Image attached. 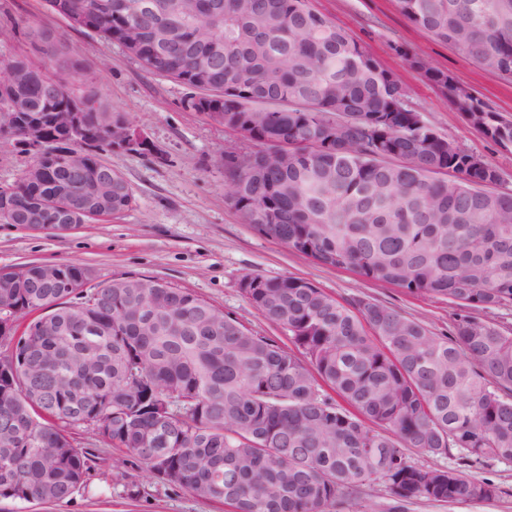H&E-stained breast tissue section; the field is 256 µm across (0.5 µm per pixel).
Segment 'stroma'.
Wrapping results in <instances>:
<instances>
[{
	"label": "stroma",
	"mask_w": 512,
	"mask_h": 512,
	"mask_svg": "<svg viewBox=\"0 0 512 512\" xmlns=\"http://www.w3.org/2000/svg\"><path fill=\"white\" fill-rule=\"evenodd\" d=\"M314 5L399 77L409 104L438 133L495 165L503 188L512 189V152L477 132L394 47L402 45L446 71L508 116H512V80L482 70L457 49L413 26L399 12L396 0H314ZM10 18L25 21L32 31L0 34V51L39 62L47 44H54L82 64L77 94L95 95L142 130L154 149L106 153V161L128 180L134 195L132 208L121 215L63 235L0 224V269L73 262L89 268L96 284L128 275L163 280L215 304L285 348L292 345L288 334L268 322L243 294L241 284L247 276L303 278L339 299L383 302L424 321L435 334L448 335L453 310L447 300L317 266L244 224L227 200L224 157L255 152L258 145L203 113L186 109L187 87L146 72L120 45L72 29L66 19L48 12L42 0H0V25ZM70 436L75 445L96 454L86 489L62 504L2 501L0 512H228L224 504L149 479L145 465L134 457L128 458L125 470L137 491L123 492L110 481L111 449L86 428L72 429ZM466 473L495 485L497 496L473 502L415 501L405 504L402 512H512V462L489 459Z\"/></svg>",
	"instance_id": "1"
}]
</instances>
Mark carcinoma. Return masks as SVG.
<instances>
[{
    "mask_svg": "<svg viewBox=\"0 0 512 512\" xmlns=\"http://www.w3.org/2000/svg\"><path fill=\"white\" fill-rule=\"evenodd\" d=\"M43 0L73 28L128 51L147 72L192 90L187 108L219 104L224 127L258 143L224 156L242 221L316 264L448 299L450 336L383 303L341 302L297 277H251L250 304L290 337L297 357L209 301L162 280L85 288L73 263L25 267L13 317L39 310L45 331L1 336L0 501L60 504L90 478L94 454L69 430L89 426L158 482L232 512H344L370 484L392 510L415 500L485 501L497 488L458 468L512 461V330L478 312L512 304V190L492 164L439 135L407 104L399 78L312 0ZM413 25L503 76L512 72V0H397ZM0 138L22 143L8 113L46 128L39 170L0 186V224H77L101 214L89 193L132 208L126 178L103 159L122 116L74 94L78 64L9 54ZM409 65L512 151V119L418 56ZM65 92L47 93L53 79ZM80 103L95 144L73 146L51 119ZM336 397H331L330 393Z\"/></svg>",
    "mask_w": 512,
    "mask_h": 512,
    "instance_id": "obj_1",
    "label": "carcinoma"
}]
</instances>
